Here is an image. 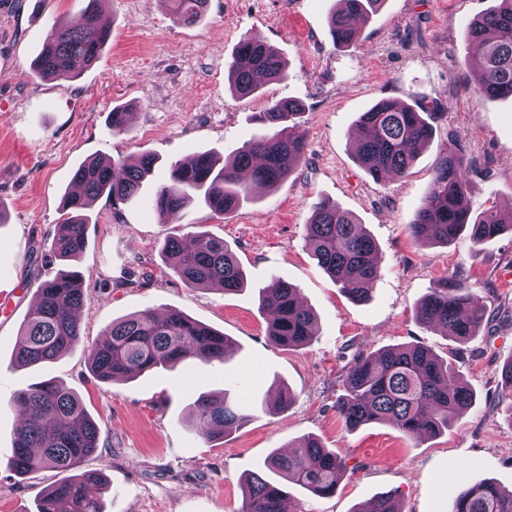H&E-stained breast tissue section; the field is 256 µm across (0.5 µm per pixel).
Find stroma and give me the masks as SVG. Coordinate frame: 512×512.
I'll return each instance as SVG.
<instances>
[{
  "label": "stroma",
  "instance_id": "stroma-1",
  "mask_svg": "<svg viewBox=\"0 0 512 512\" xmlns=\"http://www.w3.org/2000/svg\"><path fill=\"white\" fill-rule=\"evenodd\" d=\"M494 0H384L358 43L334 42L327 16L335 0H209L194 25L173 17L172 0H105L111 39L98 62L74 80L33 71L47 27L80 19L81 0H0V512H37L41 490L62 475L11 471L20 390L55 380L72 390L100 429L84 467L103 471L104 512H242L243 479L276 449L307 438L340 453L347 471L334 495L297 486L296 512H357L389 493L404 512H449L463 486L490 480L512 490V419L499 400L501 368L512 358V233L480 245L419 244L409 225L438 158L460 150L471 161L473 211L512 203V98L475 94L470 23ZM259 39L287 62L288 77L260 93L232 95L226 65L238 42ZM299 101L304 157L275 188L258 190L221 217L194 203L177 223L161 222L153 188L170 162L202 151L231 157L260 132L255 115L275 100ZM383 99L421 111L433 135L400 178L376 182L354 153L355 124ZM131 115L126 132L108 129L112 108ZM155 155L133 201L99 198L86 210L87 244L73 262L86 301L81 341L58 359L16 364L19 332L38 284L52 273L48 250L66 215L62 196L86 159ZM326 199L352 213L378 246L379 277L368 300L340 292L305 245L313 205ZM223 238L245 272L240 290L192 288L163 262L172 234ZM467 277L486 308L466 344L416 320L430 288ZM300 290L316 320L303 347L268 336L259 291L274 279ZM176 309L233 344L225 363L188 359L131 379L105 382L90 351L112 321L143 310ZM423 344L453 360L475 396L448 431L411 438L388 423L346 428L336 410L343 378L359 353ZM293 394L270 413L276 385ZM229 393L247 407L232 433L213 440L189 425L194 400Z\"/></svg>",
  "mask_w": 512,
  "mask_h": 512
}]
</instances>
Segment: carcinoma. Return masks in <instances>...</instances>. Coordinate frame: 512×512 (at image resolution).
I'll use <instances>...</instances> for the list:
<instances>
[{"label":"carcinoma","mask_w":512,"mask_h":512,"mask_svg":"<svg viewBox=\"0 0 512 512\" xmlns=\"http://www.w3.org/2000/svg\"><path fill=\"white\" fill-rule=\"evenodd\" d=\"M102 0H84L83 22L71 26L52 24L33 63L45 80L74 79L99 59L111 33L99 23ZM176 19L192 25L202 17L208 0H174ZM383 0H339L328 16L334 42L348 45ZM467 41L479 46L476 90L493 98L512 97V0H499L493 9L476 18L466 32ZM286 76V62L270 46L252 38L237 44L227 66L231 92L247 97ZM302 105L290 100L271 102L259 114L264 132L246 141L232 159L222 163L209 152L191 164L177 161L153 198L158 216L173 223L184 208L199 199L213 214L226 215L248 199L253 185L277 186L289 174L287 163L301 158L304 135L296 118ZM356 158L378 182L404 176L420 149L431 139L432 125L413 106L384 99L360 114L357 121ZM155 159L149 155L135 164L124 159L95 157L79 165L73 182L77 191L63 195L67 219L53 237L50 257L60 268L39 285L38 304L24 324L15 361L35 366L58 359L80 341L75 312L85 302L83 276L68 267L84 250L87 240L88 202L107 197L112 202L136 197ZM462 153H450L435 164V175L422 206L410 224L419 241L449 244L464 229L481 243L505 232L512 233V210L495 205L473 214L467 195ZM306 242L320 268L353 300L366 299L378 278V252L373 238L355 217L336 203L314 204L306 226ZM167 267L191 287L221 284L235 291L243 284L241 264L224 239L197 234L173 235L163 246ZM261 306L268 316L271 340L282 347H298L315 336L314 316L300 304L299 290L277 279L262 289ZM417 321L440 329L464 344L485 318L472 284L463 277L440 280L418 304ZM107 342L92 355L91 368L101 380L131 378L159 367H171L190 357L222 363L229 347L226 336L177 310L157 314L151 310L112 322ZM344 393L336 409L346 427L355 429L389 421L410 437L436 435L449 428L455 417L474 402L473 392L458 378L448 360L423 345L392 346L358 355L344 375ZM18 414L14 452L8 466L27 476L55 469L70 476L39 495L37 512H102V475L81 468L99 444L97 423L77 396L64 385L46 381L17 393ZM246 418L235 399L199 397L192 412V427L203 437L231 432ZM268 470L314 496L336 492L345 462L336 452L313 438L290 451L271 455ZM244 512H283L287 486L263 473L244 479ZM357 512H402L391 495L373 499ZM450 512H512V492L493 482L464 487Z\"/></svg>","instance_id":"obj_1"}]
</instances>
